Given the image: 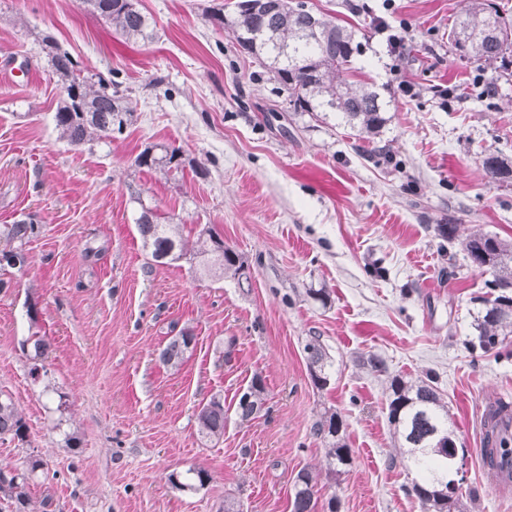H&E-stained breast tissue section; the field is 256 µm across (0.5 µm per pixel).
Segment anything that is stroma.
Here are the masks:
<instances>
[{
    "label": "stroma",
    "instance_id": "stroma-1",
    "mask_svg": "<svg viewBox=\"0 0 512 512\" xmlns=\"http://www.w3.org/2000/svg\"><path fill=\"white\" fill-rule=\"evenodd\" d=\"M219 2L141 0L155 35L128 41L83 0H0V64L14 68L0 75V225L38 226L25 264L0 267V393L28 426L25 443L0 441V468L39 457L27 491L33 504L51 500L47 512H292L304 468L319 512H425L387 420V377L431 373L466 450L462 512H512V481L492 482L480 453L488 408L512 409V337L474 347L487 278L458 244L512 241V186L481 167L488 151L512 158V81L484 95L475 66L449 49L462 0H397L393 19L410 28L397 63L371 33L383 0H306L367 34L352 79L391 102L368 143L336 114L276 96L206 20ZM47 34L129 100L111 141L75 150L61 139ZM158 142L180 148L181 172L135 166ZM144 204L189 240L212 228L249 267L250 287L194 260L152 261L135 225ZM441 224L456 225V242ZM184 329L183 365H163ZM35 334L49 344L36 380L24 348ZM313 336L330 363L323 388L304 352ZM371 355L387 375L364 367ZM257 378L265 406L240 421L238 399ZM215 395L224 435L209 439L196 415ZM327 412L352 456L338 475L314 431ZM191 468L209 481L170 484ZM210 475L204 469H188L186 471V475L182 476L180 474L172 473L169 475V481L171 484L180 490L184 489H195L197 486H204L209 480Z\"/></svg>",
    "mask_w": 512,
    "mask_h": 512
}]
</instances>
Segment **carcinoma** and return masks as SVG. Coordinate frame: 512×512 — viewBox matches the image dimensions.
Returning <instances> with one entry per match:
<instances>
[{
  "label": "carcinoma",
  "instance_id": "carcinoma-1",
  "mask_svg": "<svg viewBox=\"0 0 512 512\" xmlns=\"http://www.w3.org/2000/svg\"><path fill=\"white\" fill-rule=\"evenodd\" d=\"M88 10L104 18L115 31L127 40L149 39L155 23L143 11L140 0H84ZM250 0H239L234 10L226 14L224 8H212L207 17L216 25L233 34L237 50L253 58L271 74L276 94H287L288 104L295 112H334L357 136L366 141L379 135L387 122V102L365 85L348 79L354 59L363 52L364 35L342 26L332 17L303 11L291 5L290 0H267L265 18L259 19L246 7ZM448 45L461 57L490 69L494 80L512 78V13L505 10L500 0H467L461 19L448 31ZM42 49L53 75L61 87H75L73 94L59 100L55 123L60 136L72 147L112 138L122 132L126 115L130 113L126 97L98 74H86L79 85H74L75 72L80 64L56 40L46 35ZM140 168L177 171L182 166L180 149L157 143L144 149L136 158ZM485 177L492 182H512V160L498 151L488 152L482 159ZM143 246L148 248L153 261H178L188 255L203 258V270L219 277H229L240 287L250 284V273L239 255L224 247V240L208 233L210 247L194 251L182 237L177 224H163L160 216L146 206L136 219ZM38 226L23 220L6 224L0 230L5 247L0 257L6 263L16 259L26 261L24 248L35 236ZM462 251L473 267L490 274L487 287L496 292L491 298L481 299L482 311L477 318L476 331L479 347L489 352L512 336V244L490 234L470 235L460 242ZM29 354L31 378L39 379L47 372L44 364L49 345L44 337L33 335ZM192 342L186 331L169 340L160 353L163 364L178 366ZM314 383L323 388L329 378L326 372V353L313 337L304 347ZM265 405L264 387L260 380L252 382L236 406L240 421L249 422ZM388 420L394 426L401 447L409 449L410 461L423 473L420 482H413L411 492L432 512H459L454 492H443L448 483V459L442 454L458 452L457 437L448 421V406L443 402L436 377L426 376L409 381L400 375L390 379L387 397ZM505 411L500 407L489 413L486 443L496 446L499 462H512V437L496 431L497 419ZM198 431L205 437L224 435V399L213 396L197 412ZM342 421L335 413H326L315 425V432L332 439L328 450L329 464L336 473L351 461L350 449L342 442ZM28 426L12 399L0 396V440L25 441ZM43 461L33 457L28 470L14 473L0 468V496L7 501L11 512H34L26 491L28 480ZM210 475L204 469H189L186 475L172 473L171 484L180 490L204 486ZM318 498L315 480L307 469L298 472L294 482L293 512H317Z\"/></svg>",
  "mask_w": 512,
  "mask_h": 512
}]
</instances>
